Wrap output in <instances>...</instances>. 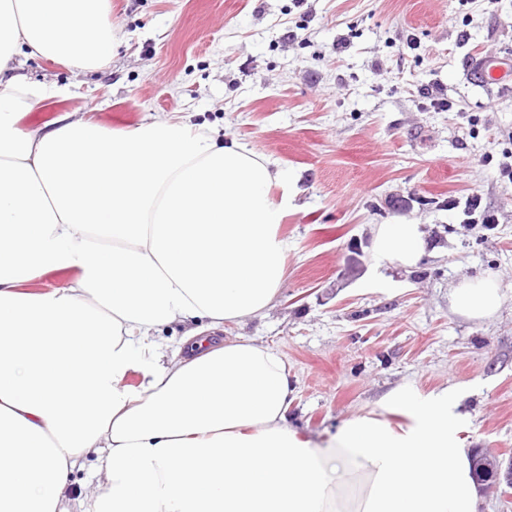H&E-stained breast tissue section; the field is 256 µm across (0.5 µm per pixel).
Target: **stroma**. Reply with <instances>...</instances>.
<instances>
[{
    "instance_id": "stroma-1",
    "label": "stroma",
    "mask_w": 512,
    "mask_h": 512,
    "mask_svg": "<svg viewBox=\"0 0 512 512\" xmlns=\"http://www.w3.org/2000/svg\"><path fill=\"white\" fill-rule=\"evenodd\" d=\"M106 18L122 40L99 68L21 57L65 94L19 124L72 112L124 131L112 111L128 101L135 124L178 114L277 160L295 188L286 278L267 315L223 336L285 359L289 425L332 433L398 387H449L466 448L512 459V93L470 75L475 58H512V0H108ZM474 192L491 228L464 222ZM400 218L426 240L407 269L372 250ZM488 275L495 317L455 314L451 289Z\"/></svg>"
}]
</instances>
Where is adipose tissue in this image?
I'll list each match as a JSON object with an SVG mask.
<instances>
[{
    "label": "adipose tissue",
    "instance_id": "obj_1",
    "mask_svg": "<svg viewBox=\"0 0 512 512\" xmlns=\"http://www.w3.org/2000/svg\"><path fill=\"white\" fill-rule=\"evenodd\" d=\"M107 0H0V512H480L455 392L389 393L377 415L306 437L287 422L288 365L203 330L274 307L292 195L277 163L182 117L111 131L66 112L35 129L20 107L58 91L16 56L78 69L121 39ZM379 260L413 266L419 224L378 228ZM66 272L61 288L28 283ZM496 278L453 289V311L492 318ZM203 318L163 361L159 328ZM138 386L126 379L136 366ZM95 457L79 499L69 475Z\"/></svg>",
    "mask_w": 512,
    "mask_h": 512
}]
</instances>
